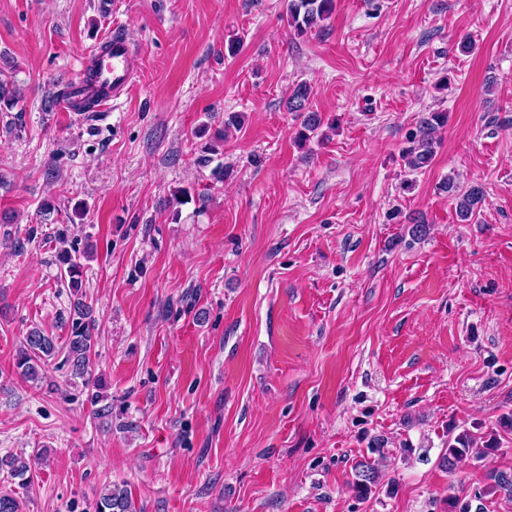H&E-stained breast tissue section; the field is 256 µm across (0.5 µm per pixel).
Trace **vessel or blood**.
Here are the masks:
<instances>
[{"label":"vessel or blood","mask_w":512,"mask_h":512,"mask_svg":"<svg viewBox=\"0 0 512 512\" xmlns=\"http://www.w3.org/2000/svg\"><path fill=\"white\" fill-rule=\"evenodd\" d=\"M139 59L120 32H112L85 54L69 79L72 102L94 100L96 111L117 106L133 82Z\"/></svg>","instance_id":"1"}]
</instances>
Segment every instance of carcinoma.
<instances>
[{"label":"carcinoma","instance_id":"1","mask_svg":"<svg viewBox=\"0 0 512 512\" xmlns=\"http://www.w3.org/2000/svg\"><path fill=\"white\" fill-rule=\"evenodd\" d=\"M335 9L336 0H284V14L281 18L286 20L288 28L295 35L303 36L324 26V23L331 19ZM309 98V86L301 83L294 88L286 103L288 111L296 112L302 117L301 136L305 139L309 138V134L315 132L321 124L318 113L308 109ZM447 122L448 115L445 112H429L422 116L419 134L408 140V146L404 150V158L410 169L418 170L432 162L438 145L436 133ZM440 190L456 201L457 215L466 222L472 220L486 203V194L481 185L474 184L463 190L451 176L441 183ZM58 264L61 282L69 289L79 290L82 287L79 258L73 256L70 251L63 250L58 254ZM91 314L92 307L85 302H79L74 306L73 312L69 313L71 334L61 348L56 344L54 337L44 334L38 328L30 330L14 361L20 375L36 382L46 381L44 365L63 349L66 355L65 362L70 365L73 375L83 376L96 342ZM495 448V440L489 439L480 443L470 430L464 429L448 438V448L442 455V463L452 469L456 462L464 457L479 459ZM39 460L38 456L33 459L7 456L0 458V471H5L11 478L28 485L33 480L35 466ZM375 481L374 466L367 461L358 463L354 480V488L358 494H368ZM97 512H136V508L127 491L113 488L105 490L100 495Z\"/></svg>","mask_w":512,"mask_h":512}]
</instances>
